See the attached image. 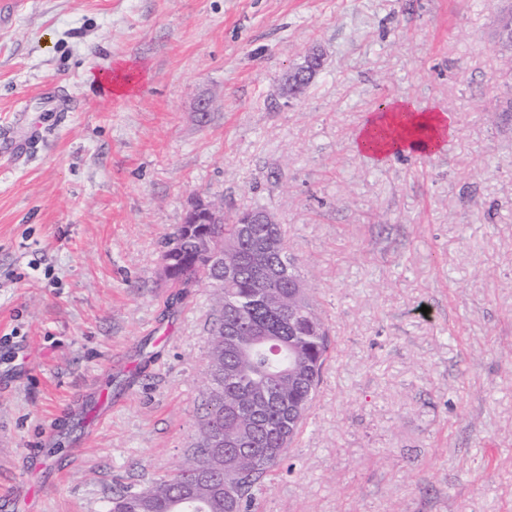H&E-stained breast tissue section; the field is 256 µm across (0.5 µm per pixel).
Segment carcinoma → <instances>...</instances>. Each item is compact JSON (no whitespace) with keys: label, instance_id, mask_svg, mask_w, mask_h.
I'll list each match as a JSON object with an SVG mask.
<instances>
[{"label":"carcinoma","instance_id":"1","mask_svg":"<svg viewBox=\"0 0 512 512\" xmlns=\"http://www.w3.org/2000/svg\"><path fill=\"white\" fill-rule=\"evenodd\" d=\"M244 212L212 225L180 224V252L163 251L170 280L183 289L224 276L193 238L207 234L238 255L236 275L214 289L208 322L206 413L194 448L170 478L125 489L112 512H252L256 492L300 433L315 400L328 329L311 303L300 268L288 256L283 225L240 224ZM301 287L290 289L288 283ZM210 483L198 482V472Z\"/></svg>","mask_w":512,"mask_h":512}]
</instances>
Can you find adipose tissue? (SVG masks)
<instances>
[{"label": "adipose tissue", "instance_id": "adipose-tissue-1", "mask_svg": "<svg viewBox=\"0 0 512 512\" xmlns=\"http://www.w3.org/2000/svg\"><path fill=\"white\" fill-rule=\"evenodd\" d=\"M398 125L407 129L405 137L381 142L376 138L384 126ZM455 129V120L448 113L417 106L398 97L385 104L384 111L372 113L357 132L353 146L370 163L383 164L395 154L427 155L442 149Z\"/></svg>", "mask_w": 512, "mask_h": 512}]
</instances>
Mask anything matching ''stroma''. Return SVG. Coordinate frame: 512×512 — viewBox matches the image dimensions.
<instances>
[{
	"mask_svg": "<svg viewBox=\"0 0 512 512\" xmlns=\"http://www.w3.org/2000/svg\"><path fill=\"white\" fill-rule=\"evenodd\" d=\"M500 0H27L0 14V497L109 512L171 474L203 413L212 290L171 287L194 196L286 229L329 326L306 424L255 512H512V52ZM324 67L281 93L309 47ZM131 65L120 92L92 80ZM404 96L445 148L368 163ZM212 101L200 112V98ZM112 415L83 420L100 391ZM56 422L58 484L23 451ZM383 112H373L357 132L353 146L372 164H383L396 153L428 155L442 149L455 129V120L447 112L417 106L413 101L398 97L385 103ZM398 125L406 130L425 132V136L400 137L393 142H380L376 134L386 125Z\"/></svg>",
	"mask_w": 512,
	"mask_h": 512,
	"instance_id": "35a3bbf8",
	"label": "stroma"
}]
</instances>
